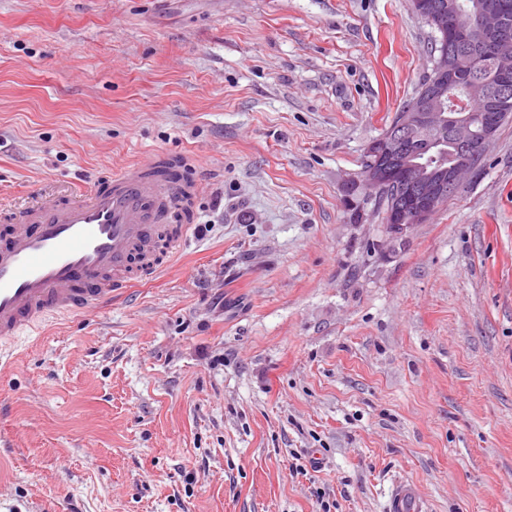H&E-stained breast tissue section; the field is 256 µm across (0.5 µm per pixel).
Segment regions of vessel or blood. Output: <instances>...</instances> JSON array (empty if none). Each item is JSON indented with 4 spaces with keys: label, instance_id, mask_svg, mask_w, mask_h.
<instances>
[{
    "label": "vessel or blood",
    "instance_id": "vessel-or-blood-1",
    "mask_svg": "<svg viewBox=\"0 0 512 512\" xmlns=\"http://www.w3.org/2000/svg\"><path fill=\"white\" fill-rule=\"evenodd\" d=\"M160 157L127 165L84 199H37L0 225V345L51 315L79 316L110 302L133 279L160 270L188 227L174 216L193 208L196 183L171 180ZM408 483L393 489L389 512H422Z\"/></svg>",
    "mask_w": 512,
    "mask_h": 512
}]
</instances>
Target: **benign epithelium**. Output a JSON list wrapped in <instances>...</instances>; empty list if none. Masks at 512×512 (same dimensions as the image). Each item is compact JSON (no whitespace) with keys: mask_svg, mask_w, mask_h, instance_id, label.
<instances>
[{"mask_svg":"<svg viewBox=\"0 0 512 512\" xmlns=\"http://www.w3.org/2000/svg\"><path fill=\"white\" fill-rule=\"evenodd\" d=\"M431 19L448 45L433 65L432 91L403 114L393 131L374 144L377 159H386L393 167L375 164L362 175L377 196L395 189L411 199L415 220L421 222L428 219L443 198L454 195L496 131L497 110L512 103V0H475L468 12L459 10L457 0H436ZM468 51L478 52L494 63L491 80L495 92L485 97L488 112L484 113L480 131L462 114L465 103L457 98L452 99L448 113L441 112L442 99L456 82V65ZM444 122L448 123L457 149L452 166L428 174L419 164L400 159L402 143L409 135L428 149L440 145L431 139V134Z\"/></svg>","mask_w":512,"mask_h":512,"instance_id":"1","label":"benign epithelium"}]
</instances>
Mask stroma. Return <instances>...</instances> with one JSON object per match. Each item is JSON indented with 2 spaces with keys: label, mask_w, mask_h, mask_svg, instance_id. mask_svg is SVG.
Masks as SVG:
<instances>
[{
  "label": "stroma",
  "mask_w": 512,
  "mask_h": 512,
  "mask_svg": "<svg viewBox=\"0 0 512 512\" xmlns=\"http://www.w3.org/2000/svg\"><path fill=\"white\" fill-rule=\"evenodd\" d=\"M411 0H0V209L186 161L183 249L0 356V512H512V122L387 240ZM300 461L307 475H292ZM374 207L379 214H382V220L384 224L387 225V233L389 234L390 239H396L406 235L415 224H389L388 221V213L392 211L395 207V204L389 198H375ZM423 503L414 487L409 483H400L393 489L389 512H422Z\"/></svg>",
  "instance_id": "35a3bbf8"
}]
</instances>
